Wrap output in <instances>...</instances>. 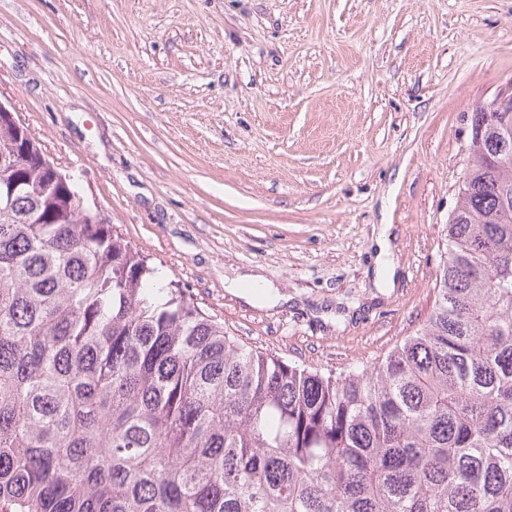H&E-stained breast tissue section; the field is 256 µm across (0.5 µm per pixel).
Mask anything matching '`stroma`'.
<instances>
[{
	"instance_id": "35a3bbf8",
	"label": "stroma",
	"mask_w": 512,
	"mask_h": 512,
	"mask_svg": "<svg viewBox=\"0 0 512 512\" xmlns=\"http://www.w3.org/2000/svg\"><path fill=\"white\" fill-rule=\"evenodd\" d=\"M511 89L512 0H0V102L86 204L229 335L325 373L427 320L471 116Z\"/></svg>"
}]
</instances>
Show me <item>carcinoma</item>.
I'll return each mask as SVG.
<instances>
[{"label": "carcinoma", "instance_id": "carcinoma-1", "mask_svg": "<svg viewBox=\"0 0 512 512\" xmlns=\"http://www.w3.org/2000/svg\"><path fill=\"white\" fill-rule=\"evenodd\" d=\"M509 149L470 141L426 323L336 378L247 348L0 113V512H512Z\"/></svg>", "mask_w": 512, "mask_h": 512}]
</instances>
